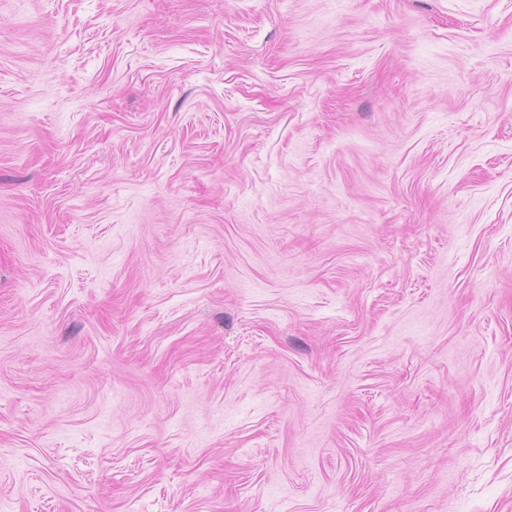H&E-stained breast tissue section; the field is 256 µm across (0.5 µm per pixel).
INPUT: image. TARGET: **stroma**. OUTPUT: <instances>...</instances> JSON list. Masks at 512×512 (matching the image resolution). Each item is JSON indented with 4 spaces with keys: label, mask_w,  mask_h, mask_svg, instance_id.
Listing matches in <instances>:
<instances>
[{
    "label": "stroma",
    "mask_w": 512,
    "mask_h": 512,
    "mask_svg": "<svg viewBox=\"0 0 512 512\" xmlns=\"http://www.w3.org/2000/svg\"><path fill=\"white\" fill-rule=\"evenodd\" d=\"M0 512H512V0H0Z\"/></svg>",
    "instance_id": "stroma-1"
}]
</instances>
